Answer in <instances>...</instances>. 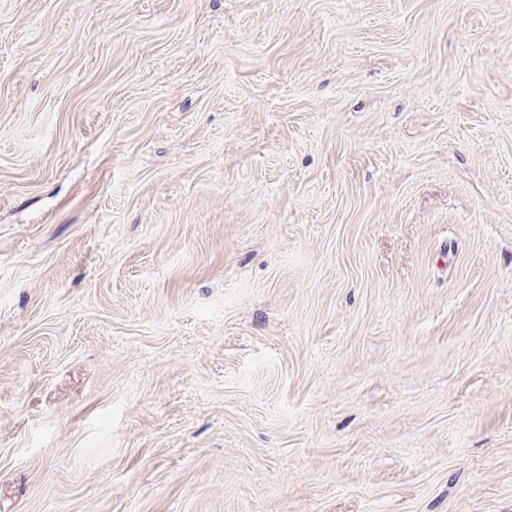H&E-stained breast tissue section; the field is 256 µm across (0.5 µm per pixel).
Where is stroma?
<instances>
[{
	"label": "stroma",
	"mask_w": 512,
	"mask_h": 512,
	"mask_svg": "<svg viewBox=\"0 0 512 512\" xmlns=\"http://www.w3.org/2000/svg\"><path fill=\"white\" fill-rule=\"evenodd\" d=\"M0 512H512V0H0Z\"/></svg>",
	"instance_id": "obj_1"
}]
</instances>
